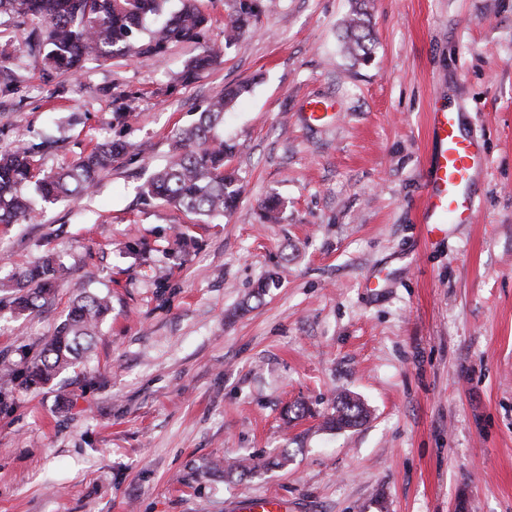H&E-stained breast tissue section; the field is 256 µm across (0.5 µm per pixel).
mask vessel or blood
<instances>
[{"label": "vessel or blood", "instance_id": "1", "mask_svg": "<svg viewBox=\"0 0 512 512\" xmlns=\"http://www.w3.org/2000/svg\"><path fill=\"white\" fill-rule=\"evenodd\" d=\"M428 127L436 152L425 174L419 222L430 238L449 225L471 222L476 204L473 188L488 166L481 141L465 131L459 112L448 107L433 109ZM232 510L294 512V507L286 498L264 494L233 502Z\"/></svg>", "mask_w": 512, "mask_h": 512}]
</instances>
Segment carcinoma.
Masks as SVG:
<instances>
[{
  "label": "carcinoma",
  "instance_id": "1",
  "mask_svg": "<svg viewBox=\"0 0 512 512\" xmlns=\"http://www.w3.org/2000/svg\"><path fill=\"white\" fill-rule=\"evenodd\" d=\"M166 0H0V13L11 11L34 24V45L43 53L44 66L55 72L76 74L90 61L106 62L114 57L143 61L176 43H195L199 52L184 78L216 64L224 49L253 31L259 17V0H236L234 13L224 22V45L205 40L209 16L198 0H183L181 9L164 25L149 30L148 17L163 11ZM368 0H353L344 24L342 42L347 54L364 63L372 59L375 39ZM229 88L200 112L197 123L182 137L167 164L155 171L143 195L178 205L205 221L233 209L240 188L237 174L225 169L233 145L219 138L217 127L224 112L241 94ZM131 146L120 141L96 144L76 163L57 172L39 173L32 164V149L15 145L0 151V224H19L33 219L36 202L23 194L35 182L40 198L51 203L92 191L99 175ZM58 271L51 259L13 271L0 279V292L12 314L34 313L54 296ZM110 310L105 295L88 293L76 298L65 318L26 370L30 384H46L75 367L92 351L100 325ZM368 418L364 404L349 393L337 397L334 411L324 427L330 430L356 428ZM291 461L288 449L274 457L238 464L240 474L261 468H283Z\"/></svg>",
  "mask_w": 512,
  "mask_h": 512
}]
</instances>
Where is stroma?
<instances>
[{"mask_svg": "<svg viewBox=\"0 0 512 512\" xmlns=\"http://www.w3.org/2000/svg\"><path fill=\"white\" fill-rule=\"evenodd\" d=\"M256 30L184 81L191 44L50 74L29 21L0 14V148L38 171L94 144L147 145L95 190L0 224V270L64 267L40 311L0 313V512H227L278 494L298 512H512V0H370V62L343 53L351 0H260ZM241 198L203 224L142 187L226 87ZM314 98L330 124H307ZM127 104L119 112V104ZM456 106L489 161L471 223L425 241L428 114ZM285 202L264 223L261 200ZM276 287L254 296L268 274ZM112 310L76 370L24 371L76 295ZM360 398L356 429L323 421ZM301 401L304 417L281 413ZM290 449L229 478L220 459ZM291 459L288 449L284 448L279 455L264 460L259 459L258 462H250L253 461V458L243 459L235 470L240 469V475H245L261 468H283L288 465Z\"/></svg>", "mask_w": 512, "mask_h": 512, "instance_id": "35a3bbf8", "label": "stroma"}]
</instances>
